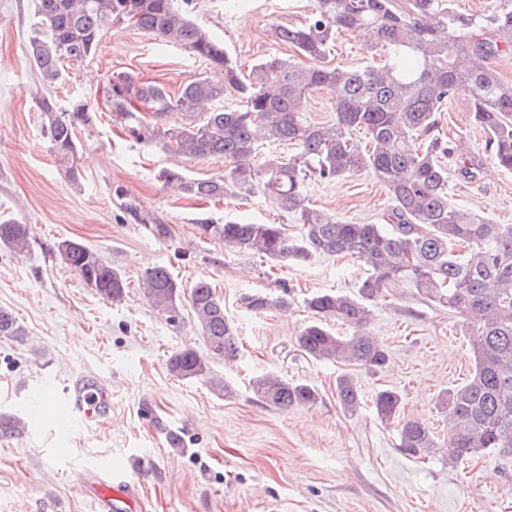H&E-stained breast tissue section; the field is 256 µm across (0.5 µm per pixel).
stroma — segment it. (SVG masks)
<instances>
[{
    "label": "stroma",
    "mask_w": 512,
    "mask_h": 512,
    "mask_svg": "<svg viewBox=\"0 0 512 512\" xmlns=\"http://www.w3.org/2000/svg\"><path fill=\"white\" fill-rule=\"evenodd\" d=\"M314 0H193V19L224 42L242 66L261 56H287L273 29L308 17ZM34 0H0V220L28 225L30 244L17 253L0 244V308L25 327L24 340L0 336V411L19 416L21 435L0 439V512H95L86 491L96 470L119 464L143 477L141 512H512V459L493 451L452 460L444 448L412 457L398 447L395 424L370 401L381 387L398 391L401 413L445 434L438 398L466 383L472 345L459 317L421 297L410 283L387 288L372 304L370 330L390 352L378 373L358 372L366 396L356 414L336 401L344 365L317 361L295 343L317 292H349L366 275L349 257L318 256L299 266L269 265L231 254L200 230L207 219L300 225L262 195L198 200L172 192L164 168L188 177L222 174L223 159L184 160L136 141L113 122L107 88L113 75L170 89L214 72L183 48L115 23L95 52L68 65L50 94L64 109L87 104L91 122L77 132L78 181L60 170L37 107L39 80L26 58ZM334 63L383 66L356 33L336 39ZM441 134L467 155L484 154L485 136L464 99L441 115ZM463 209L512 224V171L487 164L480 179L448 178ZM317 208L363 223L381 222L390 207L384 187L363 173L308 190ZM167 225V236L154 227ZM79 241L127 282L118 302L103 299L56 251ZM163 265L183 289L204 280L239 326L241 354L212 361L227 391L204 378L170 373L175 350L205 352L190 316L170 321L141 288L147 268ZM286 296L288 306L263 313L243 297ZM274 372L315 387L310 407L281 411L253 393L252 378ZM103 376L112 409L99 423L70 421L60 434L56 405L81 376ZM65 446V459L54 450Z\"/></svg>",
    "instance_id": "35a3bbf8"
}]
</instances>
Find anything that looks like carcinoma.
Here are the masks:
<instances>
[{"label": "carcinoma", "mask_w": 512, "mask_h": 512, "mask_svg": "<svg viewBox=\"0 0 512 512\" xmlns=\"http://www.w3.org/2000/svg\"><path fill=\"white\" fill-rule=\"evenodd\" d=\"M453 0H315L299 25L279 26L275 37L291 51L288 57H259L248 72L224 43L188 17L189 0H36L37 22L26 55L44 88L64 79L65 62L89 57L103 30L133 19L138 31L174 44L224 73V84L199 78L176 91L138 82L128 72L112 78L108 99L112 120L126 126L138 141L157 142L186 159L222 157L224 175L190 178L164 169L159 179L200 199L247 198L260 193L301 225L300 237L288 236L282 224L227 219L203 221L204 233L236 254L258 255L272 264L298 265L316 256H350L366 266V276L349 293H316L306 300L312 319L296 343L315 360H330L378 372L388 351L369 335V302L385 288L408 282L419 295L462 319L471 337L474 368L462 386L448 390L437 406L448 420V457L484 450L512 456V224L459 208L448 193V167L454 153L439 131L440 113L466 96L474 122L486 136L487 150L499 167L512 170V81L501 78L491 60L512 52V0H497L491 13L463 20ZM477 28L473 38L467 30ZM362 29L369 50L387 54L380 67L351 68L333 63L336 35ZM336 88L335 117L311 124L304 118L312 94ZM239 105L224 108V96ZM44 128L57 162L75 181L77 134L91 113L84 103L62 110L47 95L37 97ZM171 112L183 123L164 132L157 121ZM367 140L361 145L356 133ZM276 141L288 157L256 163L260 148ZM484 169L480 156L465 157L458 172L473 180ZM367 172L387 190L392 202L383 223L336 218L311 204L312 184L329 183ZM0 243L16 251L29 245L24 224L0 222ZM57 253L68 268L102 298L119 301L127 283L81 242L63 240ZM155 308L170 320L188 302L207 355L178 349L169 371L182 378H206L218 391L224 381L211 376V361L232 362L240 352L238 328L224 314L215 289L199 281L188 296L168 268L156 266L142 276ZM287 299L262 293L245 297L246 307L264 312ZM350 328L340 335L332 323ZM24 326L0 309V336L20 339ZM266 405L281 411L313 405L314 387L266 373L252 382ZM336 400L349 414L362 405V389L349 373L336 378ZM402 398L381 389L372 400L378 418L397 422L399 448L420 457L437 447L436 436L418 418L400 417ZM23 422L0 414V435L13 436Z\"/></svg>", "instance_id": "1"}]
</instances>
